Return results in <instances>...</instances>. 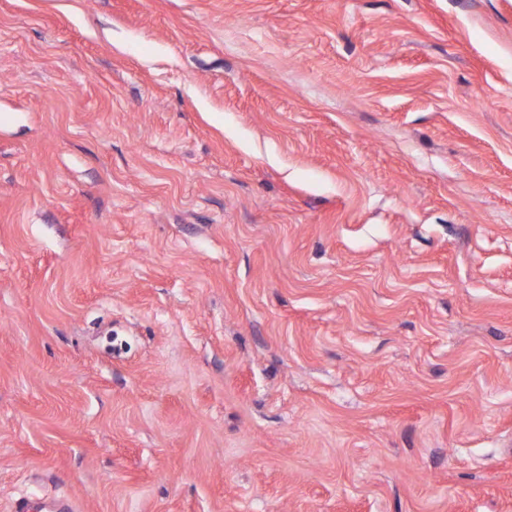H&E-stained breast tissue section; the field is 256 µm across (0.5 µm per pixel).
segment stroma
<instances>
[{
  "instance_id": "35a3bbf8",
  "label": "stroma",
  "mask_w": 512,
  "mask_h": 512,
  "mask_svg": "<svg viewBox=\"0 0 512 512\" xmlns=\"http://www.w3.org/2000/svg\"><path fill=\"white\" fill-rule=\"evenodd\" d=\"M512 512V0H0V512Z\"/></svg>"
}]
</instances>
